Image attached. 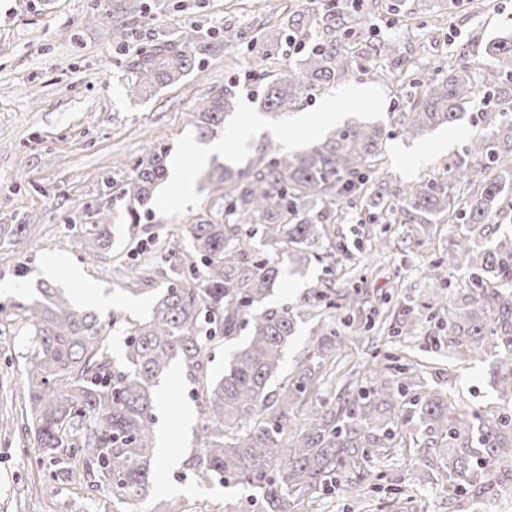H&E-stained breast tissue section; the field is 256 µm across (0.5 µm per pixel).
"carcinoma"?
Returning a JSON list of instances; mask_svg holds the SVG:
<instances>
[{
	"instance_id": "obj_1",
	"label": "carcinoma",
	"mask_w": 512,
	"mask_h": 512,
	"mask_svg": "<svg viewBox=\"0 0 512 512\" xmlns=\"http://www.w3.org/2000/svg\"><path fill=\"white\" fill-rule=\"evenodd\" d=\"M96 18L107 34L135 19L152 26L155 11L138 3L110 6L99 0ZM371 14L357 6L336 10L308 0L278 31H258L249 40L251 60L243 78L216 91L189 113L199 137L212 136L234 111L240 91L261 80L267 59L284 46H308L302 58L285 61L263 90L261 107L285 114L304 97L352 79L359 71L408 85L413 95L399 113V133L417 139L444 125L467 120L474 127L463 151L448 159L442 177L425 178L390 191L383 147L390 132L380 124L336 129L301 153L265 146L245 169H224V211L190 225L191 253L171 240L153 259L170 272L151 303L149 317L123 331L125 360L108 357V329L96 314L41 289L42 299L24 308L33 356L24 377L21 410L34 456L49 463L53 481H89L91 490L125 503L145 499L157 468L154 414L156 387L173 361L197 380L194 397L203 423L200 447L186 466L201 482L221 478L224 487L253 491L249 499L224 500V512H297L334 488L361 495L386 479L373 455L400 448L418 434L414 450L428 469L418 470L395 495L412 500L440 482L453 501L462 486L473 497L512 492V233L500 219L512 216V36L485 44V62L474 70L451 51L445 59L404 66L393 40L361 52L342 45L369 26ZM244 32L231 27L204 36L194 26L144 52L132 66V93L168 86L201 68L203 55L231 45ZM490 100L486 111L466 107ZM168 149L136 159L122 184L130 227L151 212L156 187L168 177ZM359 211L361 224L460 226L448 240L468 287L448 303L447 267L433 261L423 277L438 287L437 311L447 317L448 349L463 361H490L497 405L481 409L441 387L415 390L399 379L401 355L377 350L356 370L338 361L351 336L336 324V311H355L357 288H311L293 309L261 308L280 276L279 259L290 254L302 265L315 249L333 247L327 225L336 206ZM91 253L112 244L110 225L81 227ZM328 312L319 338L286 378L285 351L302 317ZM394 333L414 336L421 318L401 307ZM248 337L233 353L224 375L210 378L211 347Z\"/></svg>"
}]
</instances>
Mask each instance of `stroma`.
<instances>
[{"instance_id":"stroma-1","label":"stroma","mask_w":512,"mask_h":512,"mask_svg":"<svg viewBox=\"0 0 512 512\" xmlns=\"http://www.w3.org/2000/svg\"><path fill=\"white\" fill-rule=\"evenodd\" d=\"M157 12L150 37L129 32L105 35L94 18L96 0H0V417L22 407L23 379L31 353L24 309L41 287L62 289L77 299L70 269L114 299L110 313L140 320L148 316V301L165 287L168 272L158 268L146 284L132 285L115 270L132 263L139 249L152 241L177 235L189 241V224L216 211L221 190L207 177L209 167L193 168L195 197L183 205L173 198L171 183L157 190L151 213L143 216L137 236L127 232L126 202L118 193L104 194L102 180L123 183L134 161L151 149L171 147L204 151L208 140L199 137L188 115L212 94L243 74L249 61L245 43L214 51L199 71L179 83L144 95L128 92L133 63L148 46L175 38L184 27L220 30L224 26L255 27L267 19L261 0H148ZM395 10L380 8L376 17L380 36L399 39L405 56L426 62L446 57L449 46L465 51L471 63L482 62L487 41L512 33V0H395ZM370 90L369 98L352 101L353 91ZM342 102L346 122H387L401 110L402 98L364 73L325 94L304 100L297 113L281 120L265 115L259 102L245 101L233 123L245 120L262 134L245 153L215 156L210 165L231 163L243 168L262 146L274 142L291 150L308 145L299 128L301 113H317L326 100ZM470 131L467 122L442 127L415 140L394 135L386 143L385 167L389 186L431 177L442 172L450 156L461 149ZM430 148L429 159L416 169L407 161L417 148ZM106 218L112 226V245L97 258L85 257L77 227ZM35 222L39 229L24 240L11 235L15 224ZM451 224H360L350 211L329 225L336 243L334 257L319 256L300 272L283 274L270 298L276 305H299L309 288L324 281L335 288L357 287L366 310L389 312L398 302L420 310L424 319L417 338L402 341L390 332L370 333L358 341L360 354L395 346L404 359L427 365L424 380L452 387L462 398L485 405L495 399L488 363H461L447 347L434 346L444 322L433 317V293L419 270L433 260L448 265L453 285L461 276L448 252ZM194 388L187 370L173 364L160 389L168 397L169 453L174 464L159 462L152 499L176 496L187 505L201 501L213 508L224 504L219 481L198 483L185 465L198 447L202 425L195 413L190 423L178 417L193 408ZM421 460L412 449H396L385 468V488L354 499L335 490L321 496L324 512H416L411 505L391 507V489L407 484ZM45 470L25 458L18 429L0 431V512H116L110 495L81 485L55 484L47 488Z\"/></svg>"}]
</instances>
